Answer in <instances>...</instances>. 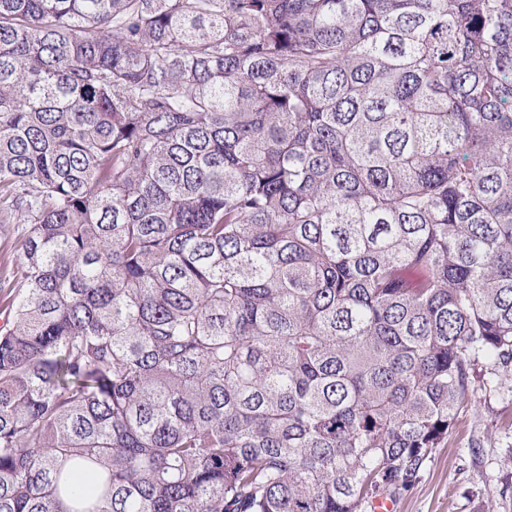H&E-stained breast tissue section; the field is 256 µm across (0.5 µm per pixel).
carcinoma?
<instances>
[{
    "instance_id": "1",
    "label": "carcinoma",
    "mask_w": 512,
    "mask_h": 512,
    "mask_svg": "<svg viewBox=\"0 0 512 512\" xmlns=\"http://www.w3.org/2000/svg\"><path fill=\"white\" fill-rule=\"evenodd\" d=\"M0 512H364L512 371V0H0ZM22 254V240L15 224L0 223V279L5 269L14 274L21 270Z\"/></svg>"
}]
</instances>
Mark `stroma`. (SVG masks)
I'll return each instance as SVG.
<instances>
[{
	"label": "stroma",
	"instance_id": "obj_1",
	"mask_svg": "<svg viewBox=\"0 0 512 512\" xmlns=\"http://www.w3.org/2000/svg\"><path fill=\"white\" fill-rule=\"evenodd\" d=\"M459 422L396 512H512V398L476 385Z\"/></svg>",
	"mask_w": 512,
	"mask_h": 512
}]
</instances>
